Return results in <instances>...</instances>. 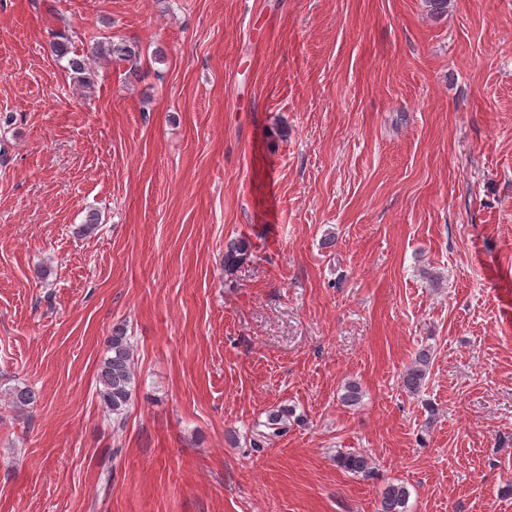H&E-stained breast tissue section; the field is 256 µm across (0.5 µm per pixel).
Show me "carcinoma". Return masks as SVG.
Instances as JSON below:
<instances>
[{
  "instance_id": "obj_1",
  "label": "carcinoma",
  "mask_w": 512,
  "mask_h": 512,
  "mask_svg": "<svg viewBox=\"0 0 512 512\" xmlns=\"http://www.w3.org/2000/svg\"><path fill=\"white\" fill-rule=\"evenodd\" d=\"M52 49L61 59H67V68L80 76V80L90 82L89 61L81 55L69 56L70 50L66 43L54 41ZM92 56L98 58L115 59L117 62H130L137 58V51L132 44L124 42L115 44L107 39L96 43ZM250 258L248 241L230 239L224 247V272L232 275L241 265ZM432 360L431 350L424 347L414 356L402 377L403 388L409 393L421 390L430 372ZM99 387L97 396L101 405L108 414L112 415L113 427L119 429L124 424L125 414L132 397L134 384V357L133 345L130 337L122 328L112 329V335L107 338L106 356L98 366ZM363 397L361 386L348 381L343 385L341 402L345 406H357ZM38 395L29 387H17L11 392V401L18 408L28 407L37 402ZM289 409L283 407L271 411L264 422V427L272 433L260 431L251 442L252 447L262 448L271 436H277L286 431ZM337 464L348 472L368 476L373 472L371 460L363 454H342L337 457ZM409 491L403 484L388 485L381 496L378 512H407L406 505Z\"/></svg>"
}]
</instances>
